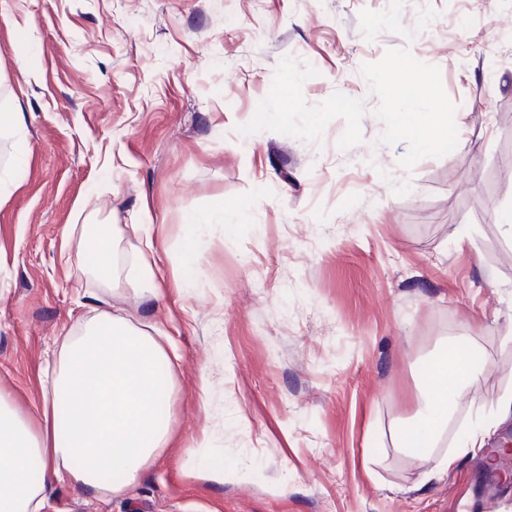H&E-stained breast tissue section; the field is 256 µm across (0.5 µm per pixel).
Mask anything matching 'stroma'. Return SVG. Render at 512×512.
Returning a JSON list of instances; mask_svg holds the SVG:
<instances>
[{
    "mask_svg": "<svg viewBox=\"0 0 512 512\" xmlns=\"http://www.w3.org/2000/svg\"><path fill=\"white\" fill-rule=\"evenodd\" d=\"M18 103L0 395L37 420L64 332L114 306L174 364L155 463L119 496L54 485L43 512H512V484L486 504L482 453L434 476L392 437L457 336L485 371L437 452L512 428V0H8ZM404 109L447 112V138L421 147ZM86 224L151 225L160 296L78 273Z\"/></svg>",
    "mask_w": 512,
    "mask_h": 512,
    "instance_id": "stroma-1",
    "label": "stroma"
}]
</instances>
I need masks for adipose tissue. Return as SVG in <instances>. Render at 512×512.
<instances>
[{"label":"adipose tissue","mask_w":512,"mask_h":512,"mask_svg":"<svg viewBox=\"0 0 512 512\" xmlns=\"http://www.w3.org/2000/svg\"><path fill=\"white\" fill-rule=\"evenodd\" d=\"M398 126L421 145L447 137L446 113L402 111ZM118 224H89L76 266L105 287L158 295L152 236H145L126 272L116 266ZM133 313L97 314L68 333L38 424L0 396V512H41L53 484L69 483L106 495L134 484L165 448L171 361ZM465 337L452 339L429 359L411 431L397 429L395 445L411 453L435 446L458 399L482 375L465 353Z\"/></svg>","instance_id":"1"}]
</instances>
